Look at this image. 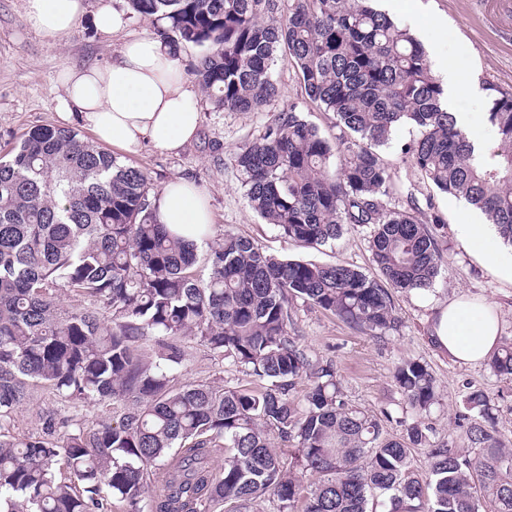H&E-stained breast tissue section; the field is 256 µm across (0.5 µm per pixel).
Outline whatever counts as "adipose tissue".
<instances>
[{"mask_svg": "<svg viewBox=\"0 0 512 512\" xmlns=\"http://www.w3.org/2000/svg\"><path fill=\"white\" fill-rule=\"evenodd\" d=\"M26 20L36 31L55 37L67 33L86 10L85 0H26ZM62 119L78 118L95 141L139 154L144 142L176 152L197 136L201 114L193 92L178 70L171 48L151 37L127 40L111 60L71 69L62 77ZM157 220L186 239L201 242L200 226L211 224L207 199L192 183L175 178L154 199ZM458 233L501 280L512 283V246L491 224L470 219ZM502 332L492 306L460 296L436 317L432 337L458 363L485 360Z\"/></svg>", "mask_w": 512, "mask_h": 512, "instance_id": "ef3b65f1", "label": "adipose tissue"}]
</instances>
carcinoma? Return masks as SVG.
<instances>
[{"instance_id": "1", "label": "carcinoma", "mask_w": 512, "mask_h": 512, "mask_svg": "<svg viewBox=\"0 0 512 512\" xmlns=\"http://www.w3.org/2000/svg\"><path fill=\"white\" fill-rule=\"evenodd\" d=\"M128 0L194 66L210 112H259L279 95L275 62L288 51L304 90L332 114L331 140L291 104L233 156L254 212L302 247L326 246L346 224L373 228L381 278L344 264L283 260L234 235L197 245L156 220L149 178L78 132L38 125L0 156V512H241L272 496L279 512H512V449L482 393L469 455L431 448L424 473L414 422L383 436L348 405L332 366L303 402L293 390L310 360L291 336L300 297L372 336L396 329L391 294L426 291L442 255L418 205L392 204L394 173L377 148L396 128L416 133L411 166L438 191L481 210L512 245V93L486 86L492 146L474 143L442 106L444 89L422 43L370 0ZM80 297L95 309L68 307ZM198 338L220 360L263 382L259 390L186 382L176 342ZM512 376V344L490 363ZM395 379L418 414L436 403L426 365L406 359ZM72 403L120 402L117 422L50 421L39 436L11 432L35 386ZM291 443L285 460L267 432ZM64 461L74 481L56 476ZM315 481L303 487V479Z\"/></svg>"}]
</instances>
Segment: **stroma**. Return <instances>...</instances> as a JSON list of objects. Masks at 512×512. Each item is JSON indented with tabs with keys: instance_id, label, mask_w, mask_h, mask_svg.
<instances>
[{
	"instance_id": "obj_1",
	"label": "stroma",
	"mask_w": 512,
	"mask_h": 512,
	"mask_svg": "<svg viewBox=\"0 0 512 512\" xmlns=\"http://www.w3.org/2000/svg\"><path fill=\"white\" fill-rule=\"evenodd\" d=\"M127 15L124 34H106L95 28L91 14L79 18L66 35L48 37L25 20L26 0H0V148L7 147L36 125L57 126L63 88L61 71L107 60L123 35H151V20L130 14L127 0H112ZM393 19L422 41L432 67L454 66L461 80L475 92L458 99L457 111L486 113L484 87L492 83L512 93V0H392ZM276 76L280 97L263 112H206L196 140L179 152L145 146L130 160L146 171L152 193L179 177L199 187L213 213L209 240L232 234L249 238L269 253L284 259L312 260L353 266L368 275L377 270L370 260L369 230L345 225L334 246L304 248L264 223L250 208L241 187L232 156L239 146L259 135L288 104H296L303 117L326 136L337 129L330 113L320 111L305 94L298 72L286 53H279ZM413 137L410 127H399L380 150L396 176L399 206L409 200L430 204L441 218L432 231L443 256L439 275L426 292H396L392 295L399 328L374 338L304 299H290L292 334L314 366H333L343 398L380 421L389 436H402L416 421L428 429V446L412 450L414 470L424 471L429 447L450 444L469 449L468 426L472 414L466 397L482 392L505 444L512 447V376L493 372L488 362L461 365L448 357L431 339L438 309L456 296L484 300L494 305L501 320V343H512V284L494 276L479 261L456 231L465 223L472 205L443 194L415 175L402 147ZM185 360L173 373L175 383H221L228 387L258 389L253 377L215 360L198 340L181 344ZM415 359L427 365L436 379L438 401L431 412L416 416L399 388L394 372L402 360ZM120 405L87 403L72 405L46 387H35L30 400L15 417L14 433L39 431L44 419L70 417L91 424L119 420Z\"/></svg>"
}]
</instances>
